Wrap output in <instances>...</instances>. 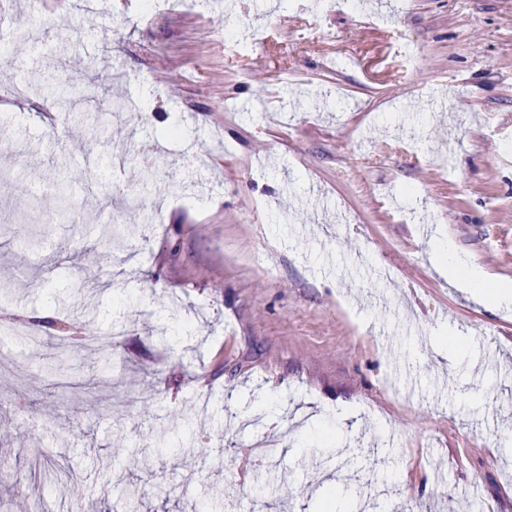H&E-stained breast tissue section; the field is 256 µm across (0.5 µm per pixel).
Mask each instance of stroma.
Masks as SVG:
<instances>
[{
	"instance_id": "35a3bbf8",
	"label": "stroma",
	"mask_w": 512,
	"mask_h": 512,
	"mask_svg": "<svg viewBox=\"0 0 512 512\" xmlns=\"http://www.w3.org/2000/svg\"><path fill=\"white\" fill-rule=\"evenodd\" d=\"M96 2L76 39L134 102L111 141L42 91L0 101L22 160L0 156V318L58 336L98 315L60 369L28 346L0 361V512H125L133 450L186 426L197 444L142 476L141 512H512V304L437 270L448 245L512 285V0ZM69 4L14 0L1 23L63 36ZM57 57L23 45L14 65L80 81ZM145 142L158 179L121 224L147 242L113 273L89 250L120 226L98 202ZM79 276L99 282L51 286ZM259 415L264 472L239 454Z\"/></svg>"
}]
</instances>
